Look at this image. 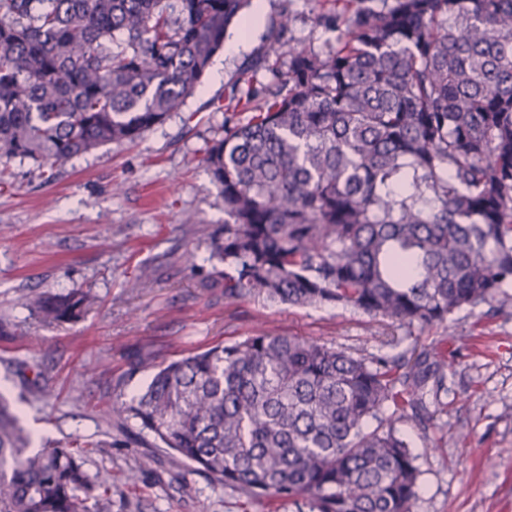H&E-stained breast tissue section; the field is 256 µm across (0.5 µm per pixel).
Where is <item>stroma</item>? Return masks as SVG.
<instances>
[{"instance_id":"obj_1","label":"stroma","mask_w":512,"mask_h":512,"mask_svg":"<svg viewBox=\"0 0 512 512\" xmlns=\"http://www.w3.org/2000/svg\"><path fill=\"white\" fill-rule=\"evenodd\" d=\"M316 0H265L263 22L233 56L217 54L181 111L133 142H113L42 170L30 162L0 171V396L31 445L113 442L90 455L89 472L111 473L112 512H297L285 498H255L173 469L159 448L137 440L135 420L116 423L106 410L150 380L143 359H180L255 332L300 336L354 356L414 359L433 348L447 366L427 392L426 426L397 419L409 433L420 470L412 512H512V295L446 323L399 326L351 308L293 307L253 295L225 302L205 279L224 276L211 261L224 200L202 161L228 124L250 112L231 101L245 75L270 79L264 56L281 13L291 45L317 53L336 43L316 23ZM152 277L140 284L141 268ZM91 290L94 304L71 324L45 326L29 295ZM99 363L94 372L88 362ZM51 394L33 398L37 369ZM153 456L138 486L125 482L138 460Z\"/></svg>"}]
</instances>
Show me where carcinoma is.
Masks as SVG:
<instances>
[{
  "instance_id": "cac0c4a2",
  "label": "carcinoma",
  "mask_w": 512,
  "mask_h": 512,
  "mask_svg": "<svg viewBox=\"0 0 512 512\" xmlns=\"http://www.w3.org/2000/svg\"><path fill=\"white\" fill-rule=\"evenodd\" d=\"M252 0H0V163L43 168L134 141L198 89ZM325 55L288 45L204 162L224 199L211 259L224 300L355 308L431 326L512 288V0H356L317 16ZM89 290L43 292L48 326ZM112 401L175 467L308 512H410L420 471L388 404L424 427L420 395L445 363L374 361L259 331L154 364ZM376 426L369 427V422ZM105 441L29 447L0 402V512H112V477L85 468Z\"/></svg>"
}]
</instances>
